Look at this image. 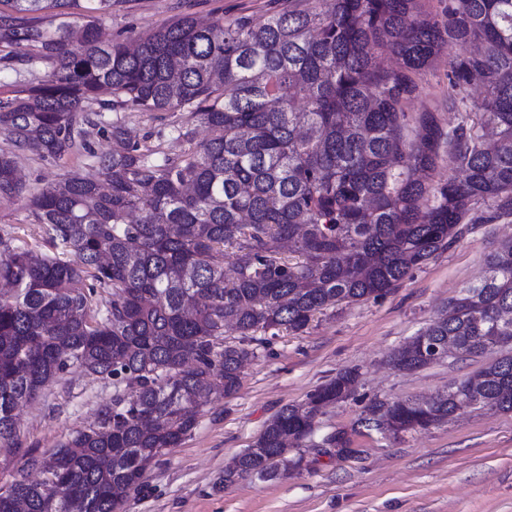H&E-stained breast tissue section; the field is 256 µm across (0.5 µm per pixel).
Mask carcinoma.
<instances>
[{
	"mask_svg": "<svg viewBox=\"0 0 512 512\" xmlns=\"http://www.w3.org/2000/svg\"><path fill=\"white\" fill-rule=\"evenodd\" d=\"M124 0H0V65L49 66L0 100V203L24 199L55 252L0 251V449L21 448L16 410L70 367L119 392L94 426L28 455L0 488V512H119L212 395L240 386L245 358L318 314L385 295L446 248L461 224L512 219V0H315L203 25H169L107 46L97 23ZM83 21L70 49L68 19ZM448 46L443 129L408 104ZM482 83L480 103L468 86ZM114 112H185L179 156L111 126L94 173L45 188L16 175L34 150L53 161L88 151L84 128ZM208 130L194 142L195 126ZM462 172L440 186L443 155ZM233 257V277L224 260ZM109 289L98 315L96 287ZM234 332L236 342L224 341ZM478 356L512 337V240L423 329ZM402 372L430 365L407 344ZM461 396L372 400L393 438L464 409L512 411V352ZM346 369L304 404L272 416L224 468V482L281 476L315 418L351 396ZM349 452L348 432L324 439ZM38 478L31 479L27 471Z\"/></svg>",
	"mask_w": 512,
	"mask_h": 512,
	"instance_id": "carcinoma-1",
	"label": "carcinoma"
}]
</instances>
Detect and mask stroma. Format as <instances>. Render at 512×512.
Instances as JSON below:
<instances>
[{"label": "stroma", "mask_w": 512, "mask_h": 512, "mask_svg": "<svg viewBox=\"0 0 512 512\" xmlns=\"http://www.w3.org/2000/svg\"><path fill=\"white\" fill-rule=\"evenodd\" d=\"M269 2L125 0L100 21L98 37L106 45L155 31L186 13L201 20L260 14ZM447 84L448 57L443 54L421 75V93L410 111H430L440 124L451 122L443 99ZM116 122L134 140L161 145L167 154L189 147L175 132L178 115L108 112L102 124L87 129L91 153L59 162L31 151L20 154L17 166L24 181L43 188L66 171L91 172L95 155L109 149ZM510 238L512 222L462 225L448 249L383 297L317 315L301 333L281 332L245 363L236 393L213 398L202 408L192 434L152 467L121 512H512L511 412L468 409L452 422L395 439L356 431L371 399L435 394L493 360L488 352L405 373L393 367L390 356L427 327L462 286L476 281L488 256ZM4 241L42 253L51 250L21 201L0 205V243ZM346 368L360 373L355 393L318 415L299 447L301 467L289 469L284 478L225 482V465L251 446L266 421L283 407L304 403ZM113 395L111 381L73 367L38 400L21 406V452L0 456V487L13 481L24 454H42L71 431L93 423ZM339 429L351 431L353 453L340 455L324 445V438Z\"/></svg>", "instance_id": "1"}]
</instances>
